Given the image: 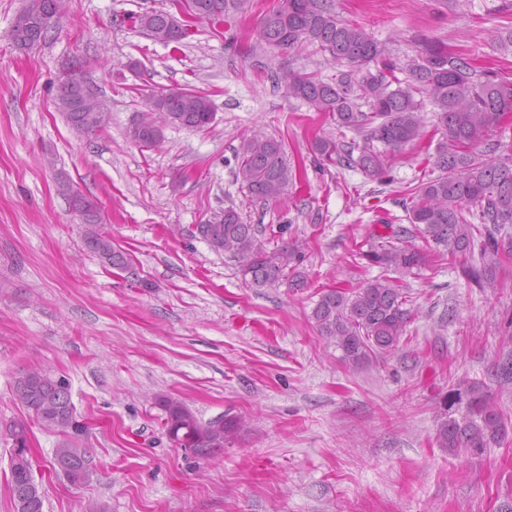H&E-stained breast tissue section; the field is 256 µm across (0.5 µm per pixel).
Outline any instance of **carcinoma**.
<instances>
[{
  "mask_svg": "<svg viewBox=\"0 0 512 512\" xmlns=\"http://www.w3.org/2000/svg\"><path fill=\"white\" fill-rule=\"evenodd\" d=\"M57 2L24 0L11 30L19 51L27 52L48 37L53 27L47 18L60 20ZM185 2L213 27L222 26L225 15L242 12L249 5V0ZM134 23L155 42L182 43L167 11L147 9L134 17ZM260 40L280 50L316 45L341 66L333 82L293 71L277 78L288 96L317 112L332 114L337 126L361 138L359 143L315 140L313 150L331 164L358 167L369 178H383L389 160L423 137L421 112L431 108L435 132L440 134L433 165L441 174L411 188L406 217L414 230L392 229L394 242L363 253L362 259L387 272L414 274L426 265L427 254L404 243L412 232L436 251L443 248L471 259L480 256L479 263L470 261L461 268L462 275L481 288L494 286L501 259L512 256V157L493 156L498 144L487 142V135L512 116V79L492 78L435 43L424 44L421 53L403 65L382 43L337 15L331 0H288V10L262 18ZM84 91V80L75 72L69 74L60 85L58 107L73 128L97 132L107 121L97 105L85 100ZM358 91L368 105L366 112L357 103ZM149 104L153 116L127 132L143 148L159 144L169 126L202 129L214 119L210 100L193 91H158ZM239 155L238 177L250 195L268 203L283 200L293 174L282 143L253 134L243 138ZM72 202L87 224L86 247L112 267L127 268L125 253L115 250L112 240L97 230L96 203L78 194ZM199 228L211 250L238 262L249 284L287 283L300 288L307 282L297 249L284 243L268 251L256 226L244 223L234 209L212 213ZM406 303L396 280L381 276L350 292L334 288L321 293L311 319L319 335L341 351L342 360L364 365L398 348L412 319ZM14 396L43 427L63 435L52 467L65 470L73 485L86 482L87 452L75 445L85 426L75 418L69 385L42 371H23L15 381ZM155 404L165 415L169 438L192 449L196 457L222 453L224 444L242 429L238 420L226 418L224 427L215 430L169 396H157ZM507 432L502 412L479 385L462 384L439 403L436 441L453 456L480 454L500 444ZM34 484V472L10 468L14 512H44V497L33 491Z\"/></svg>",
  "mask_w": 512,
  "mask_h": 512,
  "instance_id": "1",
  "label": "carcinoma"
}]
</instances>
